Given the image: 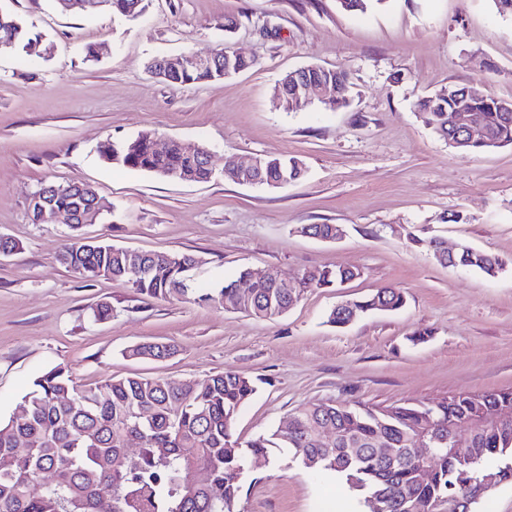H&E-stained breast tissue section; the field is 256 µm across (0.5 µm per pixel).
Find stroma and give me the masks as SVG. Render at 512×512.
Listing matches in <instances>:
<instances>
[{
	"label": "stroma",
	"instance_id": "35a3bbf8",
	"mask_svg": "<svg viewBox=\"0 0 512 512\" xmlns=\"http://www.w3.org/2000/svg\"><path fill=\"white\" fill-rule=\"evenodd\" d=\"M129 20L95 0L78 13L59 0H0L50 54L0 51V235L20 248L0 260V416L34 379L64 366L88 387L129 376L192 378L231 370L254 379L234 432L274 431L306 403L369 406L434 401L512 387V145L461 154L417 102L482 79L512 101V18L493 0H386L363 13L338 0H145ZM102 47L98 59L87 45ZM255 58L249 70L199 85L152 76L154 58L219 50ZM346 71L348 106L281 107L288 71ZM150 131L211 152L215 177L183 183L104 163L100 142ZM288 155L306 178L269 189L225 180L224 158ZM47 182L88 183L113 214L85 236L154 252H190L194 283L212 287L243 268L296 278L350 266L360 278L306 291L273 320L217 304L152 299L118 281L87 284L58 261L69 229L31 223L27 198ZM339 224L342 239L298 233ZM439 238L493 253L494 278L440 265ZM393 286L402 308L328 323L341 301ZM106 302L110 319L92 310ZM428 331L425 343L411 336ZM144 342L175 345L161 360L127 357ZM244 512H363L336 477L313 478L285 457L253 459Z\"/></svg>",
	"mask_w": 512,
	"mask_h": 512
}]
</instances>
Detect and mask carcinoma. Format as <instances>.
I'll list each match as a JSON object with an SVG mask.
<instances>
[{
  "instance_id": "cac0c4a2",
  "label": "carcinoma",
  "mask_w": 512,
  "mask_h": 512,
  "mask_svg": "<svg viewBox=\"0 0 512 512\" xmlns=\"http://www.w3.org/2000/svg\"><path fill=\"white\" fill-rule=\"evenodd\" d=\"M32 41L22 19L0 9V50L27 47ZM339 70L311 67L304 77L313 83H334ZM219 79L217 70L200 69L168 76L165 82L194 85ZM418 110L441 138L453 128L449 117L468 112L481 132L463 152L477 154L512 144V112H502L497 98L461 90L455 96L435 93L418 100ZM112 165L167 179L188 174L194 183L213 178L199 152L174 140L163 152L153 146V134L141 132L97 147ZM303 160L261 156L260 182L305 179ZM51 202L83 222L93 223L112 209L96 189L85 197L73 184H57ZM59 262L86 281H121L137 293L156 299L192 298L226 309L273 320L288 311L311 288H338L360 272L336 266L304 272L289 288L275 272L268 280L248 269L216 288H193L187 267L200 263L187 253H157L88 243L79 225H69ZM428 250L444 265L479 271L489 277L503 269L499 257L470 247L448 255L440 239ZM397 288H381L348 302L345 312L331 311L328 323L346 325L350 317L402 307ZM172 353L167 343H144L128 350L133 358L161 359ZM255 382L225 371L203 381L127 377L94 387H79L69 373L55 366L38 376L16 404L0 418V512H241L243 481L252 459L269 449L287 454L314 476L334 474L363 502L364 512H430L443 500L448 512L467 487L483 475L512 482V389L475 393L461 391L434 402H407L368 407L358 401L325 400L288 414V432L277 428L268 436L245 443L233 424L256 392ZM462 421L475 424L470 441L458 446L451 432ZM335 430L325 442L324 424ZM434 453L427 478H421L419 439ZM138 448L131 449L132 443ZM394 449L391 457L381 443ZM26 446L23 453L17 445Z\"/></svg>"
}]
</instances>
